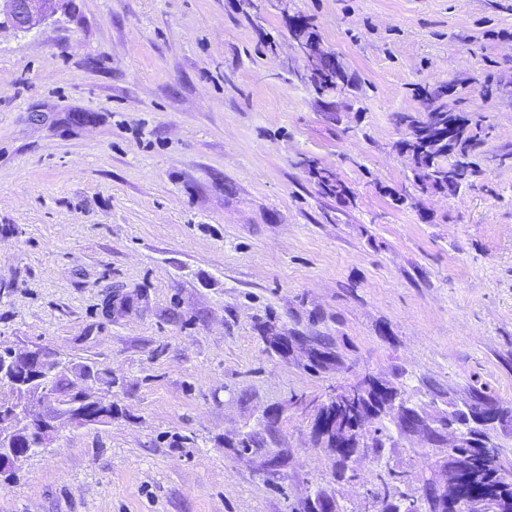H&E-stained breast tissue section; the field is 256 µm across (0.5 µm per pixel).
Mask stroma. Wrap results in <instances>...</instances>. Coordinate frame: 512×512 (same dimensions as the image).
<instances>
[{
    "mask_svg": "<svg viewBox=\"0 0 512 512\" xmlns=\"http://www.w3.org/2000/svg\"><path fill=\"white\" fill-rule=\"evenodd\" d=\"M298 18L363 86L338 121L289 73ZM488 82L512 85V0H61L1 26L0 344L115 384L111 422L29 455L0 512H372L373 455L348 482L312 440L330 390L512 408V94ZM441 84L492 133L457 196L396 206L394 116ZM386 454L433 464L416 436Z\"/></svg>",
    "mask_w": 512,
    "mask_h": 512,
    "instance_id": "obj_1",
    "label": "stroma"
}]
</instances>
